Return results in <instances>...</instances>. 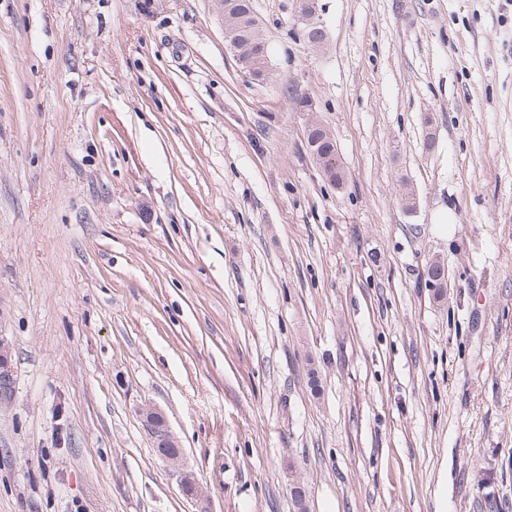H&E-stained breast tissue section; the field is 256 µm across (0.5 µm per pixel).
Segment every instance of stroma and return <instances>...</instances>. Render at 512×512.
<instances>
[{"label": "stroma", "mask_w": 512, "mask_h": 512, "mask_svg": "<svg viewBox=\"0 0 512 512\" xmlns=\"http://www.w3.org/2000/svg\"><path fill=\"white\" fill-rule=\"evenodd\" d=\"M320 4L0 0V512H512V5ZM222 14L224 15V34L226 50L229 51L238 62L241 70L252 79H266L269 74V66L264 67L261 75L255 73L252 66L250 57L245 50L244 44L240 40L238 33L242 26L247 25L248 28L253 29L257 33H261L260 24L253 16L247 18L246 16H237L232 11L230 2L225 0H218ZM250 30H242L240 35L242 40L250 46L251 56L258 65L263 64L267 60L268 49L266 38L259 37L256 33ZM294 12L310 47L322 51L327 45L328 34L320 20L317 1L296 0ZM13 395V367L9 346L0 336V409L7 406ZM141 416L145 426L151 433H153L155 428L163 429V443L159 447L157 446V448H175V450H158L156 455L175 478L182 493L189 499L200 500L202 490L195 474L186 465L184 451L173 435L166 417L154 407L142 409Z\"/></svg>", "instance_id": "1"}]
</instances>
